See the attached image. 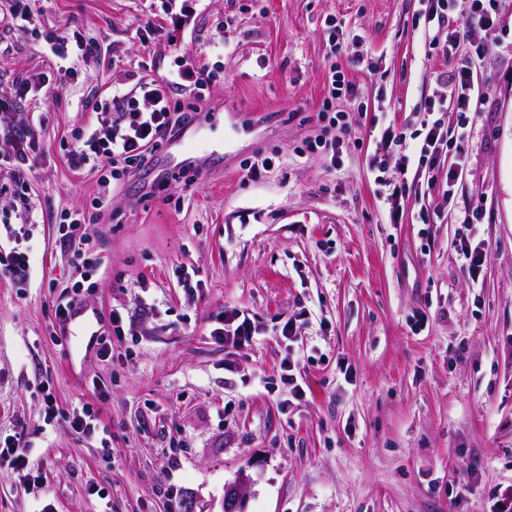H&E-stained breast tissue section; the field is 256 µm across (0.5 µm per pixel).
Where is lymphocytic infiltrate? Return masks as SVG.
Masks as SVG:
<instances>
[{"instance_id":"obj_1","label":"lymphocytic infiltrate","mask_w":512,"mask_h":512,"mask_svg":"<svg viewBox=\"0 0 512 512\" xmlns=\"http://www.w3.org/2000/svg\"><path fill=\"white\" fill-rule=\"evenodd\" d=\"M501 0H427L423 12L426 28L443 27L450 13H460L466 21L479 22L492 29L494 16ZM198 0H168L160 20H145L137 35L141 45H148L151 35L165 30L169 41H176L186 29L193 27L197 17ZM45 48L59 59L57 72L62 77L73 76L75 63L97 54L98 46L85 40L78 31H63L48 37ZM454 74L448 77L444 95L425 100L420 105L424 117L414 130L387 126L381 130V141L388 156L395 160L400 175L394 183L391 199L404 195L422 198L426 189L418 180L408 177L410 169L448 168L443 200H450L453 188L463 172L459 145L464 138L472 114L478 112L480 90L473 64L468 59H456ZM213 70L184 55H176L165 69L141 75L127 90H118L96 105L93 120L73 135L65 146V157L77 171H89L96 179L97 196L94 208L106 211L125 179L152 165L157 152L167 142L179 137L194 121L199 110H185L179 96L189 92L198 100H205L208 88L216 80ZM42 75L35 74L19 83L11 95H0V141L4 149L0 156L10 160L9 180L0 184V196L9 197L24 217L22 225H4L0 234L9 245L0 253V261L26 283L31 277V235L27 229L33 223L31 182L28 164L38 147L34 125L24 118L21 107L30 92L43 85ZM458 116L457 130L446 127L443 116L447 111ZM482 206H473L461 220L464 232L456 242L461 266L471 282H478L489 261L485 242L480 237L479 222ZM85 212L73 211L64 215L58 225L59 242L64 251L80 257L81 262L71 271L74 294L59 297L55 303V317L66 322L70 309L79 302L78 293L98 272V262L88 260L92 241L87 231ZM261 333L254 314L245 309H232L219 317L210 335L215 340L245 348L255 342Z\"/></svg>"}]
</instances>
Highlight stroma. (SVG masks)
Instances as JSON below:
<instances>
[{"label":"stroma","instance_id":"35a3bbf8","mask_svg":"<svg viewBox=\"0 0 512 512\" xmlns=\"http://www.w3.org/2000/svg\"><path fill=\"white\" fill-rule=\"evenodd\" d=\"M160 0H37L32 26L0 30V95L43 73L31 171L34 276L0 268V435L22 433L39 478L0 469V512H224V488L251 481L243 512H490L512 487V0L493 31L471 25L484 107L468 128L462 180L443 202L446 169L420 172L427 198L387 199L374 171L380 129L417 128L453 63L432 58L423 0H202L191 33L135 30ZM70 28L99 47L60 80L44 35ZM338 40H330L331 31ZM185 53L221 79L199 105L224 156L189 188L144 198L127 181L89 228L102 267L85 297L111 357L76 347L54 315L74 258L57 241L61 212L91 211L95 180L59 144L112 88ZM363 64H353V56ZM339 67L358 96L331 100L350 125L337 154L307 150ZM275 157L251 179L247 162ZM484 194L490 260L478 284L460 267L459 220ZM434 210L421 223V208ZM195 271L186 288L175 266ZM264 334L238 350L211 322L231 308ZM128 311L112 335L113 309ZM307 359L295 400L278 334ZM352 378H345V370ZM90 405L108 448L45 422ZM300 316L301 315L289 317L279 329V336L288 340V357L283 360V370L287 373L288 377L286 379H288V385H291V392L293 396L297 398H303L306 396V390L302 384L297 382V377H295V374L293 373L294 370L298 369L301 357L294 351V349L290 348L291 345L289 342H293V338L297 335V330L305 324L304 320L298 323L301 319H297V317L299 318Z\"/></svg>","mask_w":512,"mask_h":512}]
</instances>
